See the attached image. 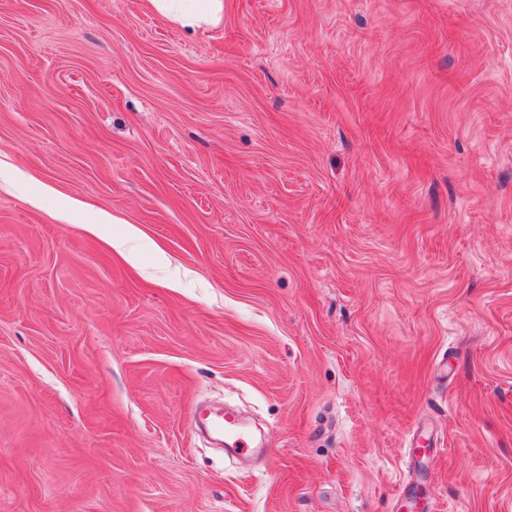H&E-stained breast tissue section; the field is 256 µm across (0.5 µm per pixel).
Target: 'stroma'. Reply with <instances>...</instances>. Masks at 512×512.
I'll return each instance as SVG.
<instances>
[{"label": "stroma", "mask_w": 512, "mask_h": 512, "mask_svg": "<svg viewBox=\"0 0 512 512\" xmlns=\"http://www.w3.org/2000/svg\"><path fill=\"white\" fill-rule=\"evenodd\" d=\"M407 480L512 512V0H0V512ZM157 13L193 28L206 21H219L224 12L223 0H147Z\"/></svg>", "instance_id": "35a3bbf8"}]
</instances>
